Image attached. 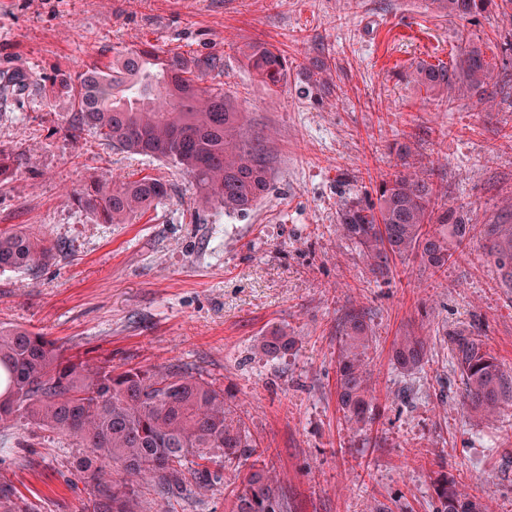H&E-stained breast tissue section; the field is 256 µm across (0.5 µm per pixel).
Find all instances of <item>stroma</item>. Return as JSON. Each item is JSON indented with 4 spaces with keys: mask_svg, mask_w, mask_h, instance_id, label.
Segmentation results:
<instances>
[{
    "mask_svg": "<svg viewBox=\"0 0 512 512\" xmlns=\"http://www.w3.org/2000/svg\"><path fill=\"white\" fill-rule=\"evenodd\" d=\"M465 30L487 57L512 68V0L468 19L427 0H0V77L25 73L24 91L0 93V232L23 224L50 257L37 269L0 271V327H23L89 363L127 369L179 366L224 391L257 442L251 460L225 462L201 486L187 476L162 498L137 489L135 512H229L250 467L269 472L294 512H433L434 480L512 512V402L485 420L459 403L450 338L480 336L512 373V287L491 252L512 227V96L492 111L453 105L414 81L419 64L452 63ZM287 56L288 80L270 90L242 55L249 43ZM153 45L165 56L224 57L206 83L229 93L261 140L271 189L243 213L202 204L178 165L112 147L72 128L74 106L46 99L53 78ZM327 60L329 83L301 96L305 68ZM411 147L409 163L441 188L438 209L473 224L447 268L394 258L371 273L338 226ZM149 175L170 188L154 210L103 224L72 195L97 180ZM365 312L363 356L379 414L356 432L336 401L338 328ZM280 328L288 354L260 342ZM428 339L423 368L391 361L395 342ZM75 438L0 428V486L18 512H80L87 490Z\"/></svg>",
    "mask_w": 512,
    "mask_h": 512,
    "instance_id": "35a3bbf8",
    "label": "stroma"
}]
</instances>
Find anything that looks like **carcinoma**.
I'll return each mask as SVG.
<instances>
[{"label": "carcinoma", "mask_w": 512, "mask_h": 512, "mask_svg": "<svg viewBox=\"0 0 512 512\" xmlns=\"http://www.w3.org/2000/svg\"><path fill=\"white\" fill-rule=\"evenodd\" d=\"M448 17L479 14L487 0H429ZM453 66L423 65L416 81L453 103L466 93L488 102V86L501 82L496 66L470 34ZM249 67L270 88L288 78V58L275 46L253 42L243 51ZM224 67L223 57L159 58L152 46L118 52L105 67L86 66L77 81L61 88L74 102L73 128L87 127L120 149L170 160L192 178L205 204L244 212L270 190V173L261 144L244 114L219 88L201 86ZM439 188L429 175L403 169L390 174L368 195L344 205L338 224L359 244L374 273L389 271L394 256L415 255L441 270L465 245L473 226L453 211L435 209ZM169 196L168 186L143 176L93 183L75 194L77 206L105 224H121L144 214ZM52 247L27 228L0 232V271L32 270ZM498 267L512 284V239L496 250ZM342 352L336 371L337 403L348 420L365 425L375 406L362 355L372 336L360 311L345 315ZM462 384L460 396L470 410L494 417L512 399V376L489 355L477 336L451 337ZM294 344L281 329L262 338L265 355L278 358ZM426 341L403 336L393 362L403 372L425 363ZM0 426L38 427L76 438L87 452L76 470L89 487L87 512H132L138 485L165 495L183 482L187 463L195 478L207 480L211 467L250 458L256 444L231 417L224 390L180 368L118 370L108 360L92 366L68 356L57 343L25 328H0ZM231 512H291L286 495L262 469L250 470ZM434 512H489L487 502L457 489L442 476L433 483Z\"/></svg>", "instance_id": "obj_1"}]
</instances>
